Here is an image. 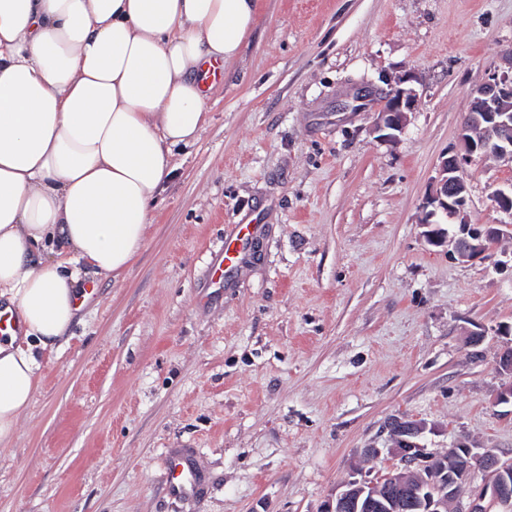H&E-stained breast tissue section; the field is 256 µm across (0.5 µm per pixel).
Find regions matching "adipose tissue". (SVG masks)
Masks as SVG:
<instances>
[{"instance_id":"ef3b65f1","label":"adipose tissue","mask_w":512,"mask_h":512,"mask_svg":"<svg viewBox=\"0 0 512 512\" xmlns=\"http://www.w3.org/2000/svg\"><path fill=\"white\" fill-rule=\"evenodd\" d=\"M262 0H0V447L85 275L142 251L176 149L209 123L197 73L235 61Z\"/></svg>"}]
</instances>
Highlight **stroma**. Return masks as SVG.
Returning a JSON list of instances; mask_svg holds the SVG:
<instances>
[{
  "label": "stroma",
  "mask_w": 512,
  "mask_h": 512,
  "mask_svg": "<svg viewBox=\"0 0 512 512\" xmlns=\"http://www.w3.org/2000/svg\"><path fill=\"white\" fill-rule=\"evenodd\" d=\"M512 68V0H263L239 58L176 151L142 252L41 355V386L0 447V512H323L389 465L387 422L512 459V233L483 256L426 239L425 201L471 94ZM418 100L375 129L395 78ZM464 217L496 224L512 163L467 167ZM254 254L225 279L237 224ZM487 335L468 345L470 331ZM381 449L378 457L369 456ZM194 482L170 495L165 461ZM259 231L258 224H237L233 227L229 236L226 238L230 242L224 246V251L220 258L214 264L215 272L224 270L227 274L235 263L238 251L250 244Z\"/></svg>",
  "instance_id": "stroma-1"
}]
</instances>
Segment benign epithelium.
I'll list each match as a JSON object with an SVG mask.
<instances>
[{"mask_svg": "<svg viewBox=\"0 0 512 512\" xmlns=\"http://www.w3.org/2000/svg\"><path fill=\"white\" fill-rule=\"evenodd\" d=\"M411 76L398 78L378 110L376 130L387 140L402 133L407 114L417 101L416 91L404 87ZM493 155L512 161V74L493 73L473 91L469 116L461 129L459 149L441 159L435 189L426 201L424 223H432L439 214L459 220L461 236L453 239L454 256L468 261L484 254L493 241L512 228V188L495 192L497 210L509 221L473 227L460 219L466 204L464 173L474 155ZM426 426L409 416H395L388 422L391 458L404 471L392 466L372 480L350 479L329 499L325 512H408L415 504L423 512H448V503L467 499V507L458 512H512V485L506 473L512 460H504L490 450L470 448L464 442L444 454L425 452L420 443ZM480 467L487 479L471 484V471Z\"/></svg>", "mask_w": 512, "mask_h": 512, "instance_id": "obj_1", "label": "benign epithelium"}]
</instances>
